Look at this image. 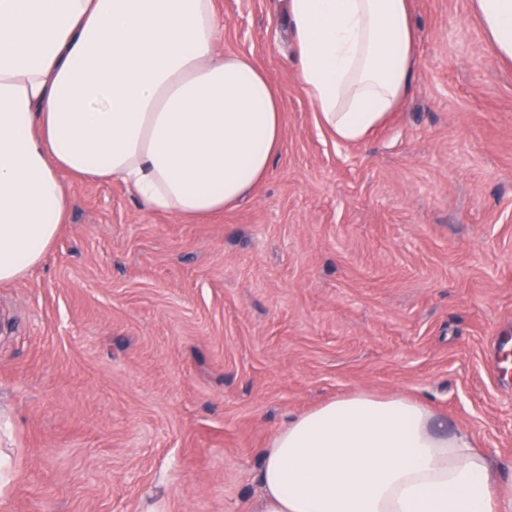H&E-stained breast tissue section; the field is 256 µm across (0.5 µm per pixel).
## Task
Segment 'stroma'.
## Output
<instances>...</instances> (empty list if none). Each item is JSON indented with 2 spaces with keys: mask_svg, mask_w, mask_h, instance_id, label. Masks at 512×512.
<instances>
[{
  "mask_svg": "<svg viewBox=\"0 0 512 512\" xmlns=\"http://www.w3.org/2000/svg\"><path fill=\"white\" fill-rule=\"evenodd\" d=\"M217 54L281 92L283 144L187 222L66 183L42 264L0 285V512H259V452L353 391L405 395L512 475V67L470 0H410L412 91L342 143L272 0H215Z\"/></svg>",
  "mask_w": 512,
  "mask_h": 512,
  "instance_id": "1",
  "label": "stroma"
}]
</instances>
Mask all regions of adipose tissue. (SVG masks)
<instances>
[{
	"label": "adipose tissue",
	"mask_w": 512,
	"mask_h": 512,
	"mask_svg": "<svg viewBox=\"0 0 512 512\" xmlns=\"http://www.w3.org/2000/svg\"><path fill=\"white\" fill-rule=\"evenodd\" d=\"M512 63V0H472ZM320 123L363 140L412 89L409 0H276ZM214 0H0V284L47 256L70 207L63 174L122 182L186 220L234 208L282 146L280 92L214 52ZM260 512H512V479L422 403L356 392L263 449Z\"/></svg>",
	"instance_id": "1"
}]
</instances>
